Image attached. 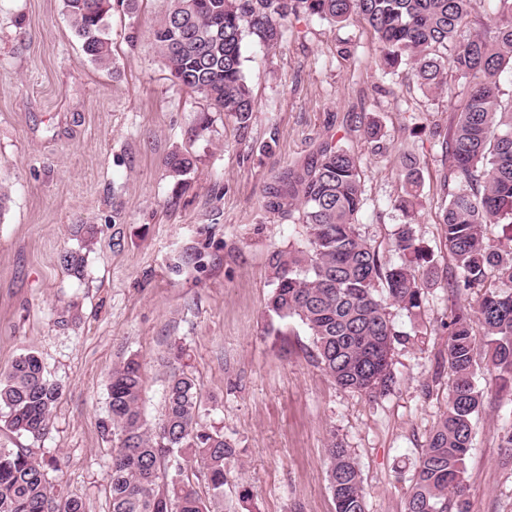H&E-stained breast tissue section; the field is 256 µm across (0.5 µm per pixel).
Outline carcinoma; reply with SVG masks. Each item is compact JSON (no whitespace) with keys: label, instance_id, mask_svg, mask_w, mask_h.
Wrapping results in <instances>:
<instances>
[{"label":"carcinoma","instance_id":"carcinoma-1","mask_svg":"<svg viewBox=\"0 0 512 512\" xmlns=\"http://www.w3.org/2000/svg\"><path fill=\"white\" fill-rule=\"evenodd\" d=\"M501 18L483 34L461 41L458 33L477 0H168L153 30L165 67L177 82L249 126L256 103L244 72L243 41L252 34L269 49L280 46L290 19L317 16L340 24L362 18L377 35L379 64L393 72L415 71L427 93L463 80L462 105L441 142L445 168L440 183L441 224L460 277L456 289H478L475 305L458 309L448 325V362L453 379L448 406L414 465L404 512H470L465 463L483 391L475 381L472 324L485 337L484 359L495 380L512 384V248L491 242L488 228L512 224V99L502 100L499 75L512 66V0H499ZM66 13L84 57L99 65L111 60L105 37L111 0H65ZM177 182L194 169L190 153L167 159ZM457 187L448 191V179ZM420 178L405 174L403 192L392 206L414 217ZM265 208L284 217L298 213L305 229L301 248L276 250L269 258L274 288L266 308L271 319L298 318L312 336L322 371L344 390L370 397L397 385L391 355L408 334L396 330L389 307L420 314L428 284L438 277L430 251L412 223L399 229L392 247L401 262L385 265L357 228L363 206L361 160L338 141L325 142L305 168L288 169L269 189ZM60 263L79 277L85 256L67 251ZM142 365L120 362L108 385L114 435L110 466L111 512H222L227 464L239 449L220 429L203 423L204 396L196 379L174 368L165 378V411L149 428L141 412ZM62 395L33 351L20 355L0 376V417L7 430L42 438ZM327 479L335 512H366L361 471L336 441L326 448ZM196 466L208 487L199 494L188 467ZM245 512L256 497L249 484L236 485ZM0 512H86L83 501L57 493L27 448L0 446Z\"/></svg>","mask_w":512,"mask_h":512}]
</instances>
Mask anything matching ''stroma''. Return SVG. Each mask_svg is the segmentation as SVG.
<instances>
[{
    "label": "stroma",
    "instance_id": "stroma-1",
    "mask_svg": "<svg viewBox=\"0 0 512 512\" xmlns=\"http://www.w3.org/2000/svg\"><path fill=\"white\" fill-rule=\"evenodd\" d=\"M166 9L167 0L114 7L112 62L101 67L84 58L64 0H0V374L32 350L63 388L41 440L0 427V445L54 459L48 478L62 495L110 512L108 381L134 355L148 424L163 413L171 368L196 377L202 420L240 448L229 468L254 486L258 512H335L333 439L361 470L368 512H404L414 464L448 405V325L474 299L450 287L456 270L440 224L438 141L460 99L423 92L411 66L381 70L363 21L303 17L277 49L245 38L257 110L241 129L163 65L150 32ZM370 118L380 142L360 132ZM331 138L362 161L358 230L388 264L406 222L392 206L401 161L416 159L414 229L440 268L417 319L391 311L412 339L394 350V392L377 399L336 386L302 322L266 312L270 253L305 235L268 212L265 195ZM183 151L195 167L179 186L166 160ZM81 224L95 226L91 241L74 236ZM78 249L86 265L77 279L59 257ZM174 343L183 349L176 362ZM476 381L484 404L466 460L469 509L512 512V452L501 446L512 398L496 394L485 363Z\"/></svg>",
    "mask_w": 512,
    "mask_h": 512
}]
</instances>
